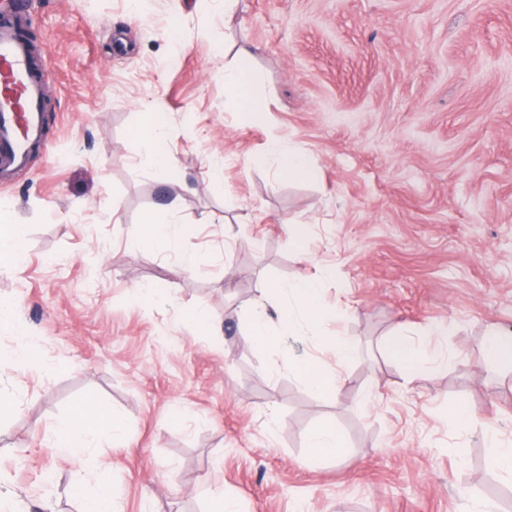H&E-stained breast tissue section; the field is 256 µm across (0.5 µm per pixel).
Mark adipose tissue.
<instances>
[{"instance_id": "1", "label": "adipose tissue", "mask_w": 512, "mask_h": 512, "mask_svg": "<svg viewBox=\"0 0 512 512\" xmlns=\"http://www.w3.org/2000/svg\"><path fill=\"white\" fill-rule=\"evenodd\" d=\"M264 80L255 69L227 68L224 71V93L237 111L251 114L260 111L261 101L254 91ZM169 117L164 112H150L141 133L144 158L148 164L177 173L178 166L169 139ZM287 305L279 314L277 328H270L264 309H256L252 316V334L258 344H269L274 330H293L304 325L317 331L323 321L324 311L319 300V283L302 277L289 284L285 290ZM122 426L121 417L104 410L93 400L82 401L74 415L61 422L53 431L52 446L66 457H82L86 448L92 447L100 433L116 431Z\"/></svg>"}]
</instances>
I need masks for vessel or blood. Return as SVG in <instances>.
Segmentation results:
<instances>
[{
	"label": "vessel or blood",
	"instance_id": "1",
	"mask_svg": "<svg viewBox=\"0 0 512 512\" xmlns=\"http://www.w3.org/2000/svg\"><path fill=\"white\" fill-rule=\"evenodd\" d=\"M42 86L30 74L26 45L13 27L0 26V160L10 167H24L30 146L45 140Z\"/></svg>",
	"mask_w": 512,
	"mask_h": 512
}]
</instances>
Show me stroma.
<instances>
[{"mask_svg": "<svg viewBox=\"0 0 512 512\" xmlns=\"http://www.w3.org/2000/svg\"><path fill=\"white\" fill-rule=\"evenodd\" d=\"M28 2L51 112L0 183V220L28 227L0 271L17 333L0 341V512H80L77 479L118 512H212L220 493L242 512H512L481 428L512 441V372L480 357L512 328V0ZM228 64L263 72L264 112L227 102ZM150 109L181 179L143 160ZM275 142L316 178L277 177ZM152 211L195 235L132 238ZM303 275L323 278L320 335L356 346L330 396L294 369L336 370L308 333L261 347L249 330L259 306L277 325ZM397 335L430 359L417 376ZM89 396L123 424L81 469L51 436ZM457 401L479 425L453 427ZM321 425L353 465L312 455ZM390 349L399 359L410 374H416L421 370L422 359L414 344L405 337H398L390 343Z\"/></svg>", "mask_w": 512, "mask_h": 512, "instance_id": "obj_1", "label": "stroma"}]
</instances>
